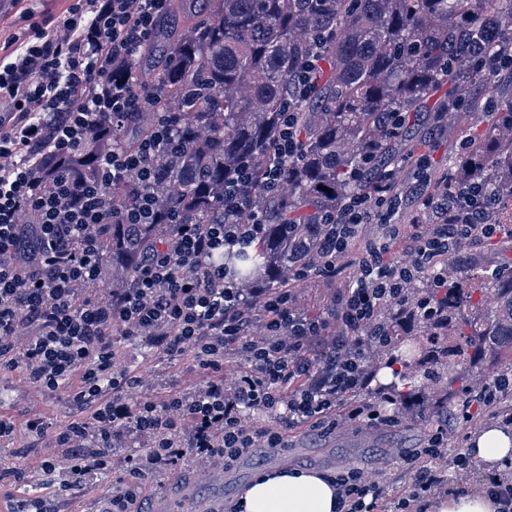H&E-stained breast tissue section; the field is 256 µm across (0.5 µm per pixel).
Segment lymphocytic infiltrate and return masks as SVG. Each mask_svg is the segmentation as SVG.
I'll return each instance as SVG.
<instances>
[{"instance_id": "f902f5d3", "label": "lymphocytic infiltrate", "mask_w": 512, "mask_h": 512, "mask_svg": "<svg viewBox=\"0 0 512 512\" xmlns=\"http://www.w3.org/2000/svg\"><path fill=\"white\" fill-rule=\"evenodd\" d=\"M168 4L66 0L46 27L29 0H11L13 30L0 39V372L18 373L48 397L64 392L68 408L60 425L40 413L20 422L0 414V451L11 457L0 466V486L43 475L42 491L16 512H57L61 499L84 497L107 471L112 487L101 512H144L155 477L177 474L184 459L229 469L255 449L286 448L299 430L397 425L400 413L355 399L371 380V355L390 340L384 310L408 312L410 286L424 271H432L433 288L447 287L449 253L501 231L489 221L496 195L453 184L424 152L411 162L412 190L399 187L394 166L379 169L312 225L313 251L289 262L276 284L239 287L219 258L268 231L252 193L276 191L283 163L300 151L289 113L261 169L234 170L222 222L172 225L141 254L126 287L101 292L106 225L159 219L149 187L172 132L156 124L136 148L101 156L94 185L65 175L45 184L36 156L65 164L99 120L139 111L154 97L118 67L152 41ZM129 177L143 191L118 215L104 189ZM407 204L417 218L403 224ZM369 224L381 225V236H366ZM312 282L330 290L316 315L298 305ZM137 338L187 359L189 380L146 394L144 371L123 361L122 341ZM230 352L244 364L231 379ZM254 411L274 415L275 424L254 421ZM133 436L139 447H130ZM400 459L412 478L391 498L359 468H340L344 512H428L448 493L445 463L468 464L464 453H450L444 423Z\"/></svg>"}]
</instances>
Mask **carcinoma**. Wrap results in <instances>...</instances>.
Segmentation results:
<instances>
[{"label": "carcinoma", "instance_id": "carcinoma-1", "mask_svg": "<svg viewBox=\"0 0 512 512\" xmlns=\"http://www.w3.org/2000/svg\"><path fill=\"white\" fill-rule=\"evenodd\" d=\"M171 26L158 23L154 41L124 64L141 81L161 90L123 125L103 123L75 152L68 173L90 181L97 158L112 149L136 147L156 122L173 132L160 157L154 185L165 219L208 224L224 208V184L247 161L260 165L288 111V82L312 50L325 42L327 65L316 93L295 107L302 132L301 156L285 165L275 194H259L269 217L268 237L242 252L224 255V269L245 284L268 282L302 257L297 240L318 217L338 210L359 177L389 156L392 142L409 138L408 125L394 129L389 116L410 112L442 89L460 104L459 124L481 115L483 129L457 130L462 151L449 165L454 182L481 183L512 207V101L486 108L478 88L483 76L458 60L466 45L491 43L512 33V0H171ZM115 210L140 193L132 180L106 188ZM161 224H112L104 235V287L120 288L143 248L157 241ZM472 275L481 279L480 299L448 278V296L433 288L425 298L448 305L444 331L423 324L425 340H413L416 356L395 355L406 338L390 325V363L412 366L409 386L422 377L440 396L428 411L440 418L454 399L464 410L480 400L477 384L447 376L443 358L456 362L490 356L497 369L487 382L509 391L512 379V270Z\"/></svg>", "mask_w": 512, "mask_h": 512}]
</instances>
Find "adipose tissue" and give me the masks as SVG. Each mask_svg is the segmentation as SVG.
<instances>
[{
	"mask_svg": "<svg viewBox=\"0 0 512 512\" xmlns=\"http://www.w3.org/2000/svg\"><path fill=\"white\" fill-rule=\"evenodd\" d=\"M482 466L499 469L512 463V433L485 426L470 450ZM234 512H341L335 479L327 473L302 468L259 471L233 501Z\"/></svg>",
	"mask_w": 512,
	"mask_h": 512,
	"instance_id": "1",
	"label": "adipose tissue"
}]
</instances>
